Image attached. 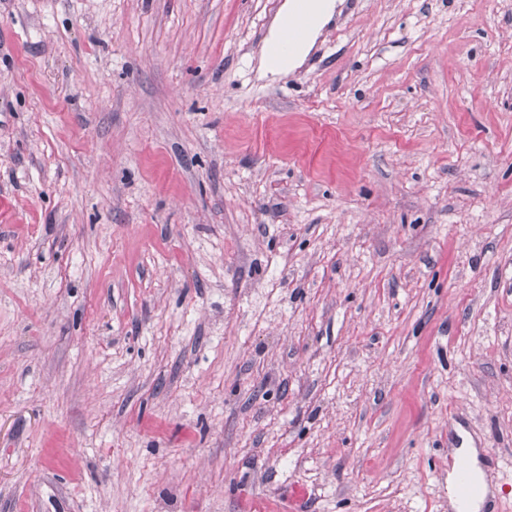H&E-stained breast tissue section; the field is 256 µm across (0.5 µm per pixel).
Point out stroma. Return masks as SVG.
Instances as JSON below:
<instances>
[{
    "label": "stroma",
    "instance_id": "1",
    "mask_svg": "<svg viewBox=\"0 0 512 512\" xmlns=\"http://www.w3.org/2000/svg\"><path fill=\"white\" fill-rule=\"evenodd\" d=\"M0 0V512H512V0ZM309 1L307 9L310 23L303 38L301 39L308 19L299 15L296 19L285 23L283 42L278 46L271 47L270 53L274 59H279L291 46L298 43L279 65L273 64L268 58H262L261 69L264 74L278 75L292 72L299 67L317 38L322 34L324 26L333 16L337 7L335 0ZM469 452L472 458V463L468 455L461 454L457 456V459L449 458L448 470H454L457 474V478L462 490L460 498L461 508L459 512H471L467 505L470 500L471 493L474 491L473 479H472V464L477 471L484 475L483 469L478 465L476 459V451L474 448H469Z\"/></svg>",
    "mask_w": 512,
    "mask_h": 512
}]
</instances>
